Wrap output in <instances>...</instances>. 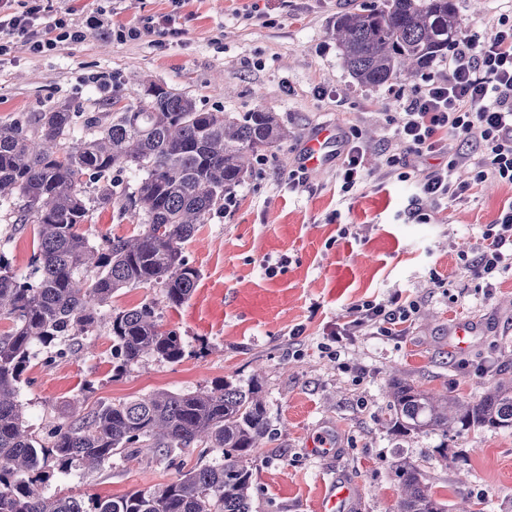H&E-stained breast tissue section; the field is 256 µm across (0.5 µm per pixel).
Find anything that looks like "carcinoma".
<instances>
[{"instance_id": "1", "label": "carcinoma", "mask_w": 512, "mask_h": 512, "mask_svg": "<svg viewBox=\"0 0 512 512\" xmlns=\"http://www.w3.org/2000/svg\"><path fill=\"white\" fill-rule=\"evenodd\" d=\"M458 32L455 0H385L383 7L336 17L332 35L352 76L369 86L413 76L443 57ZM74 112L59 104L0 124V203L13 204L14 223L32 226L31 266L37 281L19 277L0 251V512H252V459L269 432L255 388L222 384L191 393L159 391L140 399L79 409L53 427L46 441L33 437L17 400L32 357L70 337L75 354L94 331L112 336L114 371L146 356L169 363L185 354L181 336L159 328L155 307L112 314L121 288L158 284L167 304L191 296L199 271L184 244L224 195L239 185L253 159L288 138V129L261 109L231 115L203 110L193 99L155 81L143 84L136 104ZM139 173L120 210L140 220L134 236H113L99 247L80 232L93 210L112 207V172ZM388 425L396 433L448 437L474 428L512 429V379L477 400L433 395L407 379L388 386ZM213 448L216 466L194 467L154 489L122 497H51L38 486L78 463L97 469L148 448L168 457L176 450ZM28 479H23V476ZM395 512H448L422 474L397 462Z\"/></svg>"}]
</instances>
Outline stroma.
Returning a JSON list of instances; mask_svg holds the SVG:
<instances>
[{
	"mask_svg": "<svg viewBox=\"0 0 512 512\" xmlns=\"http://www.w3.org/2000/svg\"><path fill=\"white\" fill-rule=\"evenodd\" d=\"M383 0H49L48 14L71 19L106 10L113 26L179 12L185 29L164 47L120 44L102 30L49 54L14 42L0 62V122L66 103L91 112L106 97L138 102L152 80L193 98L199 108L276 113L286 140L235 187V204L214 209L185 246L198 269L191 298L168 306L162 288L141 285L112 296L120 312L154 304L162 329L177 331L185 356L177 363L147 356L115 375L112 338L98 330L78 354L45 364L32 359L20 386L26 423L37 437L62 422L67 404L90 410L155 391L194 392L223 383L254 387L267 412L270 439L252 463V512H320V490L332 480L351 486L346 512H394L400 496L393 464L407 461L434 495L476 512H512V429H473L448 438L392 433L387 425L391 379L475 400L512 377V270L486 288L468 269L512 185L471 184L437 205L418 197L417 182L444 168L448 153L410 156L402 170L387 156L402 153L392 102L410 86L359 83L344 66L331 24L337 16L381 7ZM258 17H251V10ZM460 29L495 27L512 15V0H457ZM335 142L322 166L307 170L295 190L288 173L301 167L307 143L322 128ZM367 146L366 177L343 192L339 154L351 131ZM82 231L91 245L137 234L139 222L118 210L94 212ZM0 249L30 276L31 231L0 207ZM400 292L418 310L397 336H355L340 357L331 334L350 309L384 303ZM476 322L465 353L450 344L454 322ZM447 443L448 457L437 448ZM212 448H190L160 460L125 455L97 470L77 466L44 485L49 496H121L153 489L194 466L219 464Z\"/></svg>",
	"mask_w": 512,
	"mask_h": 512,
	"instance_id": "obj_1",
	"label": "stroma"
}]
</instances>
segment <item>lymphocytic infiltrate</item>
<instances>
[{
    "label": "lymphocytic infiltrate",
    "mask_w": 512,
    "mask_h": 512,
    "mask_svg": "<svg viewBox=\"0 0 512 512\" xmlns=\"http://www.w3.org/2000/svg\"><path fill=\"white\" fill-rule=\"evenodd\" d=\"M42 0H0V57L11 49V38L23 39L34 53L56 50L64 43L84 40L86 28H99L110 39L159 44L182 35L175 17L143 27L112 29L107 20L93 16L86 27L72 23L68 13L46 20ZM394 104L403 117L397 136L406 152L417 155L442 152L444 137L477 145L481 155L470 162L467 154L450 156L446 168L423 177L421 195L435 203L461 197L467 184L453 182L452 170L473 163V179L494 178L512 183V15H502L491 33L476 30L461 36L448 62V74L427 75L423 82L402 89ZM487 246L472 264V272L491 283L501 271L512 267V204L502 208ZM417 310L415 302L394 294L385 303H365L350 310L342 335L362 332L392 335L395 326L407 323Z\"/></svg>",
    "instance_id": "lymphocytic-infiltrate-1"
}]
</instances>
